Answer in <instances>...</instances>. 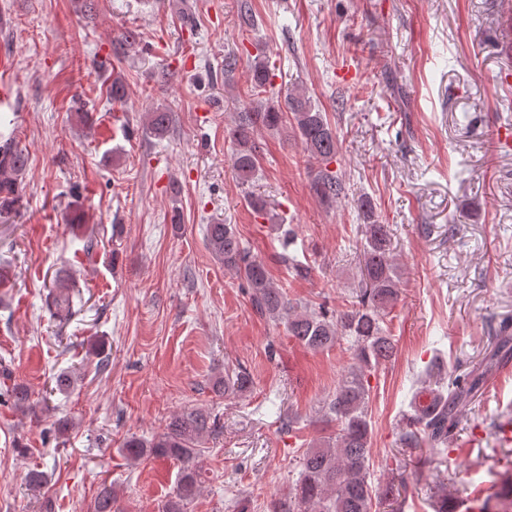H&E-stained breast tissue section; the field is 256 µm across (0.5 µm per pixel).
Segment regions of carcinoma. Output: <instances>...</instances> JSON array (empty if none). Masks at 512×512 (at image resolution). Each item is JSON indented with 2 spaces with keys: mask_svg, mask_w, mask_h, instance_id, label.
Returning a JSON list of instances; mask_svg holds the SVG:
<instances>
[{
  "mask_svg": "<svg viewBox=\"0 0 512 512\" xmlns=\"http://www.w3.org/2000/svg\"><path fill=\"white\" fill-rule=\"evenodd\" d=\"M272 77L267 61L256 60L251 65L250 106L242 107L230 132L237 176L247 184L255 173V129L277 131L289 124L307 156L320 165L313 181L314 193L323 203L334 206L345 197L346 190L343 178L329 170L339 153L336 128L299 89L285 96L283 108L263 100ZM171 119V112L157 107L146 113V126L154 134L163 135L169 130ZM27 164L28 156L13 136L0 143V216L10 213L19 203V186ZM359 210L363 219L357 227L362 247L361 286L350 307L334 316L323 309L298 306L287 298L270 280L265 261L242 241L235 225H206L209 250L227 271L244 279L257 311L284 324L288 335L308 349L324 350L345 341L350 352L349 367L323 405L326 422L335 425L334 431L303 451L298 481L286 495L272 500L267 512H372L374 500L392 493L391 487L380 490L368 481L372 440L369 400L371 377L396 354V340L384 327V318L398 302L401 271L394 257L392 226L379 222L368 198L361 200ZM74 296L70 289L54 287L44 297V308L61 327L80 313ZM511 346L512 333L505 326L499 344L470 371L466 380L449 388L438 371H426L420 383L423 392L432 397V405L426 409L413 406L412 422L406 425L401 441L408 447L423 442L433 448L448 444L457 428L460 405L479 395L485 378ZM252 386L253 377L242 366L225 369L224 376L215 383L216 391L226 396L244 395ZM218 424L199 410L185 411L172 417L164 431L150 440L133 435L123 440L121 452L129 460L153 456L183 462L177 494L163 512H183L184 503L195 496L197 474L190 462L201 452L205 435L216 431ZM492 509L512 512V494L506 498L497 493L486 497L477 512Z\"/></svg>",
  "mask_w": 512,
  "mask_h": 512,
  "instance_id": "carcinoma-1",
  "label": "carcinoma"
}]
</instances>
